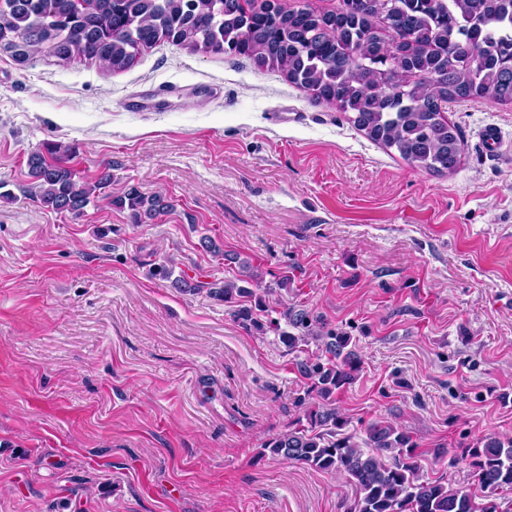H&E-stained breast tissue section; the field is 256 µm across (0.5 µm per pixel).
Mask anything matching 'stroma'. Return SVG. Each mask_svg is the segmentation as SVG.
Instances as JSON below:
<instances>
[{"label": "stroma", "instance_id": "1", "mask_svg": "<svg viewBox=\"0 0 512 512\" xmlns=\"http://www.w3.org/2000/svg\"><path fill=\"white\" fill-rule=\"evenodd\" d=\"M448 118L463 154L440 176L244 57L164 43L110 73L0 48V512H342L344 477L262 452L298 418L297 364L320 347L288 352L147 276L170 257L234 277L205 237L264 283L289 273V303L351 336L350 432L401 425L423 476L482 496L469 447L512 437V104ZM49 148L77 179L108 163L110 193L173 208L151 224L102 198L43 208L27 160Z\"/></svg>", "mask_w": 512, "mask_h": 512}]
</instances>
